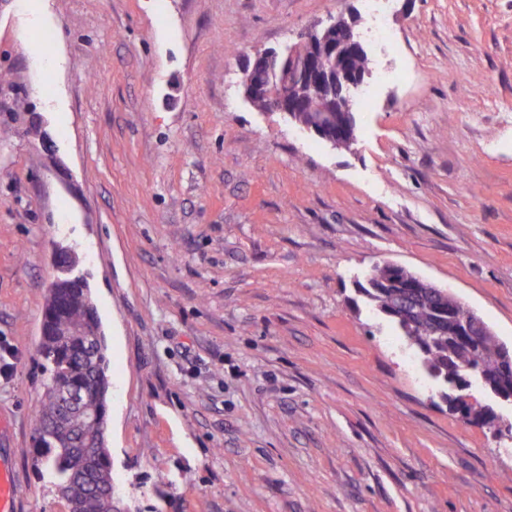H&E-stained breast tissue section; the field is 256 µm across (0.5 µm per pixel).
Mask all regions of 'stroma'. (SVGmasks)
<instances>
[{
    "label": "stroma",
    "mask_w": 512,
    "mask_h": 512,
    "mask_svg": "<svg viewBox=\"0 0 512 512\" xmlns=\"http://www.w3.org/2000/svg\"><path fill=\"white\" fill-rule=\"evenodd\" d=\"M348 14L366 31L364 0H0L17 512L67 509L32 454L59 244L106 336L124 512H512V442L449 411L356 285L404 266L512 345V0H390L335 149L239 81Z\"/></svg>",
    "instance_id": "obj_1"
}]
</instances>
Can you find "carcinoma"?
I'll use <instances>...</instances> for the list:
<instances>
[{
	"label": "carcinoma",
	"instance_id": "obj_1",
	"mask_svg": "<svg viewBox=\"0 0 512 512\" xmlns=\"http://www.w3.org/2000/svg\"><path fill=\"white\" fill-rule=\"evenodd\" d=\"M403 270L390 264L375 268V276L359 283L361 292L388 318L402 336H412L422 348L428 374L448 399V376L468 359L466 348L448 340V324L438 311L448 307L424 282L415 288H395ZM45 314L52 317L42 334L38 355L47 375L36 402L33 460L46 473L75 512H120L108 448V401L112 389L106 337L89 283L60 277L47 289ZM479 365L492 380L501 378L497 338L476 336ZM83 390L80 402L67 407L71 389Z\"/></svg>",
	"mask_w": 512,
	"mask_h": 512
}]
</instances>
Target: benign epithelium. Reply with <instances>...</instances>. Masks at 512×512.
Instances as JSON below:
<instances>
[{
  "mask_svg": "<svg viewBox=\"0 0 512 512\" xmlns=\"http://www.w3.org/2000/svg\"><path fill=\"white\" fill-rule=\"evenodd\" d=\"M334 29L345 33V37L328 43L322 32ZM353 23L343 17L333 18L323 26L310 29L304 40L282 50L266 49L258 53L253 64L244 69L240 76V85L247 99L267 93L269 86L255 79V72L264 70L269 78L288 77V90L280 93V105L277 111L294 112L305 100H310L317 112H336V125H341V112L351 111V102L355 92L364 83V75L347 68L350 53L366 50L365 43L353 35ZM341 85L346 91L347 101L336 106L330 98L332 88ZM490 332L483 318L474 310L460 303L448 306V335L463 340L470 336H482ZM452 390L455 406L463 417L481 416L483 426L492 431L499 439L512 437V421L507 422L492 406L481 405L473 401L470 390L472 379L480 381L481 388L491 394L498 402L512 406V385L506 380L493 382L488 380L473 364L463 362L457 368Z\"/></svg>",
  "mask_w": 512,
  "mask_h": 512,
  "instance_id": "obj_1",
  "label": "benign epithelium"
}]
</instances>
